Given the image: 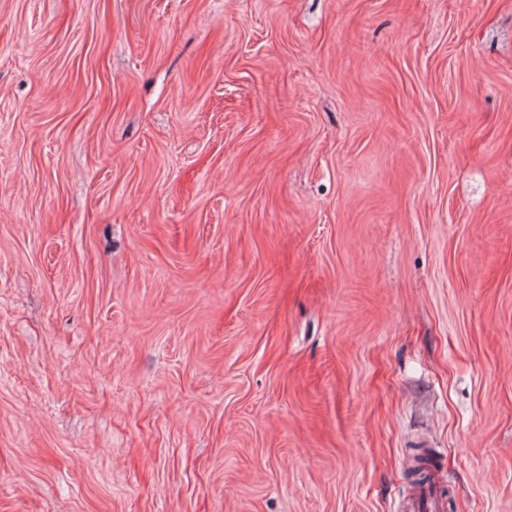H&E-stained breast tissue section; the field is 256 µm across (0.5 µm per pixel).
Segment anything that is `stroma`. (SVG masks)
<instances>
[{
    "mask_svg": "<svg viewBox=\"0 0 512 512\" xmlns=\"http://www.w3.org/2000/svg\"><path fill=\"white\" fill-rule=\"evenodd\" d=\"M512 512V0H0V512ZM422 463L421 465L415 466L411 471L410 475L414 477V481L419 484V492L412 503V512H444V501L441 495L438 493L434 483V471L430 469V480L424 482L427 477L428 469ZM424 482L423 484H420Z\"/></svg>",
    "mask_w": 512,
    "mask_h": 512,
    "instance_id": "obj_1",
    "label": "stroma"
}]
</instances>
